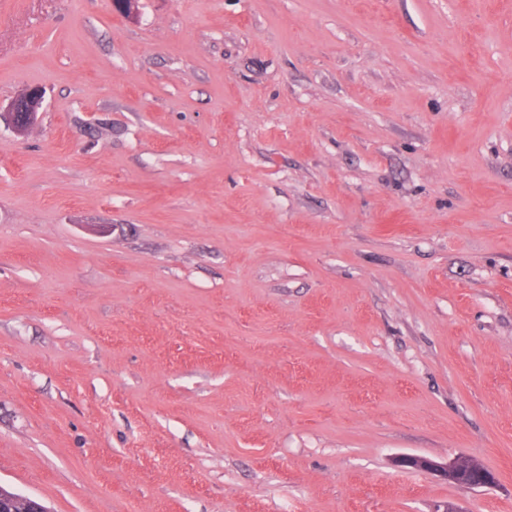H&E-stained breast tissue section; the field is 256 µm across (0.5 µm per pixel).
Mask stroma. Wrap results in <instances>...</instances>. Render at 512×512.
Listing matches in <instances>:
<instances>
[{
  "mask_svg": "<svg viewBox=\"0 0 512 512\" xmlns=\"http://www.w3.org/2000/svg\"><path fill=\"white\" fill-rule=\"evenodd\" d=\"M33 86L0 120L1 486L512 512V0H0V106ZM28 95L23 98L24 94L18 98H23L22 101L15 99L8 106L9 122L12 129L22 134L36 120L37 113L42 105L43 91L38 87H31L27 91ZM395 462L399 467L433 473L468 488H484L496 483L495 474L471 457H458L449 462H439L425 456L403 454L397 457Z\"/></svg>",
  "mask_w": 512,
  "mask_h": 512,
  "instance_id": "obj_1",
  "label": "stroma"
}]
</instances>
